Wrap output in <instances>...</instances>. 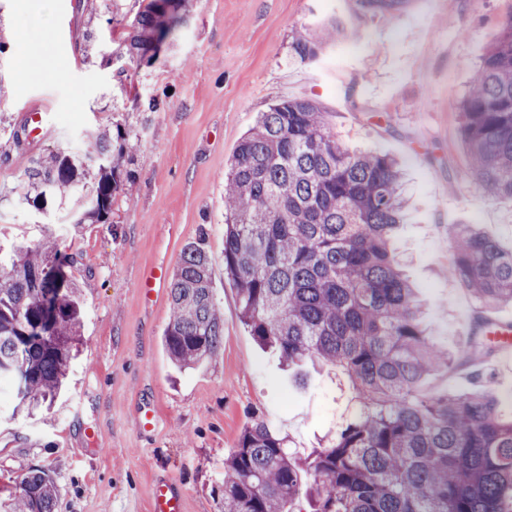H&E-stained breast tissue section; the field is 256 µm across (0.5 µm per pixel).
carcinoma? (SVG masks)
Masks as SVG:
<instances>
[{
  "label": "carcinoma",
  "mask_w": 512,
  "mask_h": 512,
  "mask_svg": "<svg viewBox=\"0 0 512 512\" xmlns=\"http://www.w3.org/2000/svg\"><path fill=\"white\" fill-rule=\"evenodd\" d=\"M184 0H149L136 13L126 55L142 57L170 34ZM394 15L406 0H356ZM340 33L336 23L300 33L293 57L312 62ZM462 143L475 185L512 198V13L461 100ZM102 163L79 197L73 223L106 221L117 182L131 180L125 152L96 135ZM82 162L66 151L37 160L16 188L54 195L80 190ZM224 270L241 319L286 367L307 361L342 370L356 411L305 457L262 420L242 430L224 459L220 512H295L301 471L309 512H512V417L491 390L425 393L423 380L454 370L423 326V303L395 254L406 198L402 164L352 152L328 113L309 98L258 113L227 164ZM61 226L0 257V381L14 388L13 414H35L61 390L77 346L83 304L58 249ZM448 277L484 308L512 304V251L476 224L448 225ZM163 343L179 369L217 358L224 314L211 286V257L187 243L172 276ZM44 471L19 476L0 512H56Z\"/></svg>",
  "instance_id": "1"
}]
</instances>
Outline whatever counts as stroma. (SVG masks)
Here are the masks:
<instances>
[{
  "label": "stroma",
  "mask_w": 512,
  "mask_h": 512,
  "mask_svg": "<svg viewBox=\"0 0 512 512\" xmlns=\"http://www.w3.org/2000/svg\"><path fill=\"white\" fill-rule=\"evenodd\" d=\"M54 2L41 21L0 0V243L34 242L44 225H62L84 316L67 387L46 416L12 417L10 388L0 387V496L42 469L58 485L57 512H150L152 487L167 478L184 487L185 512H218L224 460L247 424L266 421L303 456L349 416L346 376L309 364L284 370L242 323L224 273L225 165L256 114L279 100L315 99L350 149L405 161L410 208L396 240L405 273L436 343L468 349L479 306L446 273L448 227L477 224L511 248L512 199L473 184L457 106L512 0H408L392 16L355 0H185L182 24L134 61L125 44L141 0ZM331 18L342 38L317 65L295 62L294 37ZM38 37L46 60L26 64ZM28 65L33 77L17 83ZM34 107L45 133L15 145ZM96 132L125 148L135 174L106 222L71 224L69 196L14 195L33 163L59 148L94 170ZM201 236L224 345L216 361L181 371L162 345L170 288L148 300L140 286L148 268L174 271ZM423 387L512 392V363L496 352L479 373H439ZM148 401L156 423L145 432L136 419Z\"/></svg>",
  "instance_id": "stroma-1"
}]
</instances>
